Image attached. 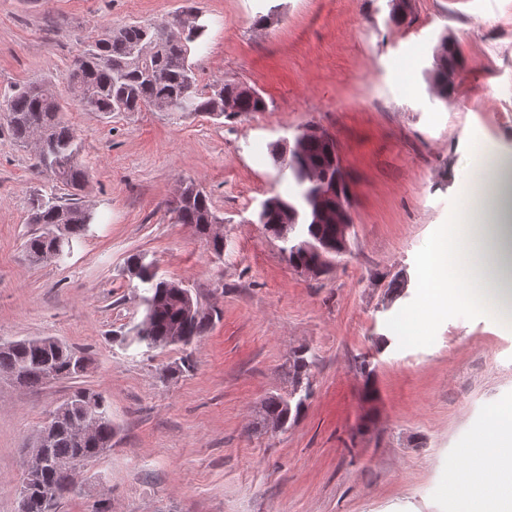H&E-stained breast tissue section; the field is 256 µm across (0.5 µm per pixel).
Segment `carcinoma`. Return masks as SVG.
Masks as SVG:
<instances>
[{
  "label": "carcinoma",
  "mask_w": 512,
  "mask_h": 512,
  "mask_svg": "<svg viewBox=\"0 0 512 512\" xmlns=\"http://www.w3.org/2000/svg\"><path fill=\"white\" fill-rule=\"evenodd\" d=\"M391 20L397 25L405 24L410 14V0H388ZM205 30L188 31L184 40L161 42L155 37L150 24H130L109 30L105 36L85 50L83 68L77 76L85 87L88 100L84 106L92 112H139L144 106L160 101L189 97L188 111L204 112L216 118H233L239 114L265 112L266 99L258 91H248L242 84L224 83L208 91L197 88L192 63L185 60V51L200 43ZM463 69V61L455 47L435 53L429 80L436 96L448 101L455 87L448 84V67ZM43 85L29 83L13 89L12 94L0 101V111L12 137L27 145L32 128L43 129L49 165L42 170L50 172L53 179L72 189L81 188L88 180L87 170L80 164L81 141L76 131L65 124L60 116L58 99L47 101L40 92ZM232 99L233 111L216 109V102L224 101V95ZM299 137L270 148L274 163L289 171L297 186L291 198L280 195L266 199L258 215V223L270 229L280 224L288 225V237L296 235L298 240L285 249L286 258L292 267L309 266L316 263L317 255L303 251V242L331 240L336 237V225L323 215L317 199L319 185L307 177L308 170L319 173L324 180H333L338 171L337 149L327 132L310 136L303 143ZM190 195L173 208L176 222L188 224L206 237L208 247L214 254L224 251V240L208 237L205 217L213 216L209 196L190 183L186 186ZM29 223L41 225V231L26 241L25 247L31 260L52 246L56 237L63 240L62 254L71 252L73 244L87 240L94 224V214L78 199L62 202L53 194L34 199L30 206ZM129 280L145 285L142 296L145 314L134 327L131 341L148 348L164 346V342L175 328L182 329L185 336L193 340L201 336L211 324L209 316L199 311L192 315L185 312L182 293L185 288L168 280L157 270L155 262L146 260L143 253H134L127 258ZM80 358L65 345L56 346L47 338L16 340L0 347V372L12 375L24 386L34 387L49 382L47 369L54 372L55 380H76L81 374L76 370ZM306 396L288 403L282 396H270L261 404V423L280 421L283 424L296 417L304 406ZM71 407L56 408L64 427L50 443L49 463L29 479L30 512H53L60 500L55 491L65 485L79 486L82 474L69 472L61 464L74 457L78 449L100 456L112 447V415L107 398L100 392L78 387L71 395ZM92 409L98 416L96 433L89 439L78 441L69 431L67 422L78 421L84 409Z\"/></svg>",
  "instance_id": "obj_1"
}]
</instances>
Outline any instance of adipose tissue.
Returning a JSON list of instances; mask_svg holds the SVG:
<instances>
[{
    "label": "adipose tissue",
    "instance_id": "1",
    "mask_svg": "<svg viewBox=\"0 0 512 512\" xmlns=\"http://www.w3.org/2000/svg\"><path fill=\"white\" fill-rule=\"evenodd\" d=\"M480 172L467 189L466 208L486 213L484 221L454 225L451 239H440L429 256L420 286L422 303L403 317L401 335L418 338L434 317L474 301L495 321L512 323V157L476 149ZM456 267L468 287L448 285V269ZM493 459L482 484L459 472L454 480L466 502L465 512H512V404L490 415L471 448Z\"/></svg>",
    "mask_w": 512,
    "mask_h": 512
}]
</instances>
